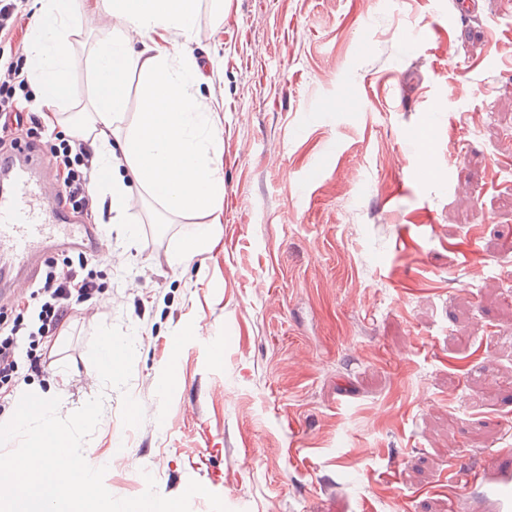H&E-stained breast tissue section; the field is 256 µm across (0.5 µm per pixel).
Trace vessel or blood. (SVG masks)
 Instances as JSON below:
<instances>
[{"mask_svg": "<svg viewBox=\"0 0 512 512\" xmlns=\"http://www.w3.org/2000/svg\"><path fill=\"white\" fill-rule=\"evenodd\" d=\"M35 154V147L19 142L7 165L15 187L0 194L1 286L8 271L33 269L48 239L58 238L64 251L99 247L96 225L65 223L63 206L31 169ZM440 490L448 495V512H512V448L494 450L492 465L479 472L471 464L450 461L448 481Z\"/></svg>", "mask_w": 512, "mask_h": 512, "instance_id": "obj_1", "label": "vessel or blood"}]
</instances>
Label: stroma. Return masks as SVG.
Returning <instances> with one entry per match:
<instances>
[{"label":"stroma","instance_id":"stroma-1","mask_svg":"<svg viewBox=\"0 0 512 512\" xmlns=\"http://www.w3.org/2000/svg\"><path fill=\"white\" fill-rule=\"evenodd\" d=\"M458 21L453 0H200L170 36L215 106L213 242L173 265L210 215L96 209L93 310L27 381L63 418L103 396L85 453L119 443L139 463L107 471L112 495L149 472L162 496L195 480L230 512H448L449 460L512 446V5L479 0L449 42ZM68 28L70 99L41 109L70 119L112 21L78 5ZM108 334L126 347L110 377ZM126 349L112 342V338H105L99 350L98 367L102 375L112 376L122 366V359Z\"/></svg>","mask_w":512,"mask_h":512}]
</instances>
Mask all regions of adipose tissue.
Returning <instances> with one entry per match:
<instances>
[{
	"instance_id": "1",
	"label": "adipose tissue",
	"mask_w": 512,
	"mask_h": 512,
	"mask_svg": "<svg viewBox=\"0 0 512 512\" xmlns=\"http://www.w3.org/2000/svg\"><path fill=\"white\" fill-rule=\"evenodd\" d=\"M89 12H107L116 21L111 37L98 44L92 71L91 99L70 129L94 149L93 191L111 197L116 217H123L141 186L175 211L194 213L212 206L224 194V182L212 155L218 150L211 124L212 99L194 93L198 66L180 56L170 64L158 47L134 49L129 31H150L160 40L190 35L198 0H85ZM73 0H40L37 30L30 45V80L45 98L67 96L71 43L66 19ZM145 80L143 110L136 121L119 128L125 105L126 78ZM124 158L134 185L116 175Z\"/></svg>"
}]
</instances>
